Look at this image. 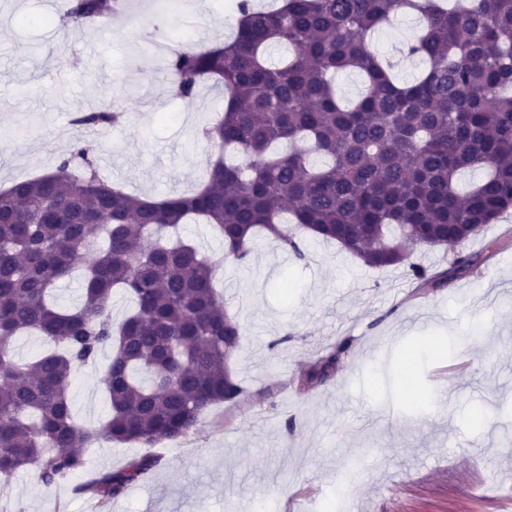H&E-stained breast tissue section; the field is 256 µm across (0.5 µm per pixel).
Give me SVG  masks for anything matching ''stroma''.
Wrapping results in <instances>:
<instances>
[{
  "label": "stroma",
  "mask_w": 512,
  "mask_h": 512,
  "mask_svg": "<svg viewBox=\"0 0 512 512\" xmlns=\"http://www.w3.org/2000/svg\"><path fill=\"white\" fill-rule=\"evenodd\" d=\"M67 0H0V189L55 167L79 140L100 173L125 191L155 197L200 184L217 150L197 130L223 111L202 89L171 99L150 45L227 40L226 0H185L158 14L132 0L150 24L136 36L125 17L106 27L62 28ZM385 30L375 49L398 81L422 64ZM124 123L79 128L97 106ZM485 257L479 276L420 293L404 267L372 269L330 243L309 240L295 259L258 239L251 259L225 261L216 287L240 323L230 362L244 392L214 407L180 443L156 446L159 467L106 506L19 472L0 493V512H504L512 505V210L469 241ZM349 343L324 382L299 390L311 363ZM102 352L71 377L75 419L102 426L109 404ZM447 390L449 401L440 400Z\"/></svg>",
  "instance_id": "stroma-1"
}]
</instances>
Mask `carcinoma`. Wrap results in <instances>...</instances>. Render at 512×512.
Wrapping results in <instances>:
<instances>
[{"mask_svg": "<svg viewBox=\"0 0 512 512\" xmlns=\"http://www.w3.org/2000/svg\"><path fill=\"white\" fill-rule=\"evenodd\" d=\"M117 0H68L78 24L112 22ZM232 38L165 54L173 97L193 101L213 84L224 112L202 137L218 148L207 177L187 195L148 202L98 174L94 149L78 141L51 172L0 190V483L36 469L46 485L86 471L78 452L102 439L152 448L193 433L214 406L236 400L228 363L241 326L213 280L219 262L173 239L178 225L207 224L223 258L250 256L262 233L304 258L299 227L372 268L398 267L420 248H457L446 272L411 264L417 287L438 289L476 276L481 259L465 244L512 208V0H282L262 9L234 0ZM398 10L425 24L407 54L425 69L400 84L370 43ZM275 45L293 48L274 65ZM367 86L343 105L340 72ZM124 113L91 111L74 123L116 125ZM481 168L466 190L460 174ZM83 272V304H49L54 287ZM133 303L119 324L111 300ZM55 349L21 363L22 333ZM346 346L300 379L331 375ZM111 352L103 380L111 414L79 425L69 397L72 370ZM143 454L93 473L76 487L105 506L159 466Z\"/></svg>", "mask_w": 512, "mask_h": 512, "instance_id": "obj_1", "label": "carcinoma"}]
</instances>
